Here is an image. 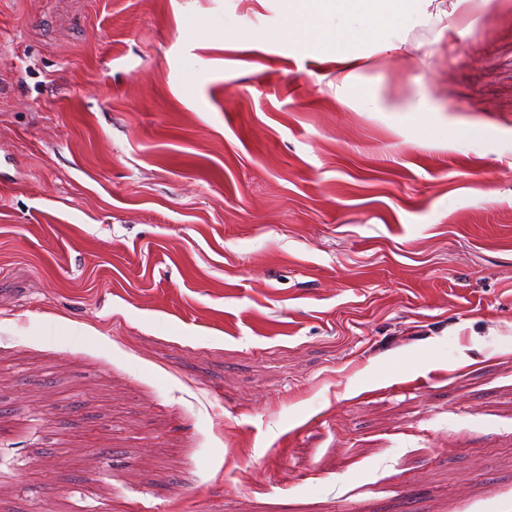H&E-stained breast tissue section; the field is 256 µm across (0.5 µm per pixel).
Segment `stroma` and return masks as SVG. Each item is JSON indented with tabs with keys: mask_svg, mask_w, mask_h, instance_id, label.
<instances>
[{
	"mask_svg": "<svg viewBox=\"0 0 512 512\" xmlns=\"http://www.w3.org/2000/svg\"><path fill=\"white\" fill-rule=\"evenodd\" d=\"M455 3L359 71L421 131L285 0H0V512H512V0Z\"/></svg>",
	"mask_w": 512,
	"mask_h": 512,
	"instance_id": "1",
	"label": "stroma"
}]
</instances>
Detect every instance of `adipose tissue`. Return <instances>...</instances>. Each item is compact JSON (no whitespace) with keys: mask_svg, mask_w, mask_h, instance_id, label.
Instances as JSON below:
<instances>
[{"mask_svg":"<svg viewBox=\"0 0 512 512\" xmlns=\"http://www.w3.org/2000/svg\"><path fill=\"white\" fill-rule=\"evenodd\" d=\"M425 0H288L270 39L299 55L321 56L336 65L337 88L354 86L367 44L378 51L400 49V31L419 17ZM382 43H375V35Z\"/></svg>","mask_w":512,"mask_h":512,"instance_id":"adipose-tissue-1","label":"adipose tissue"}]
</instances>
